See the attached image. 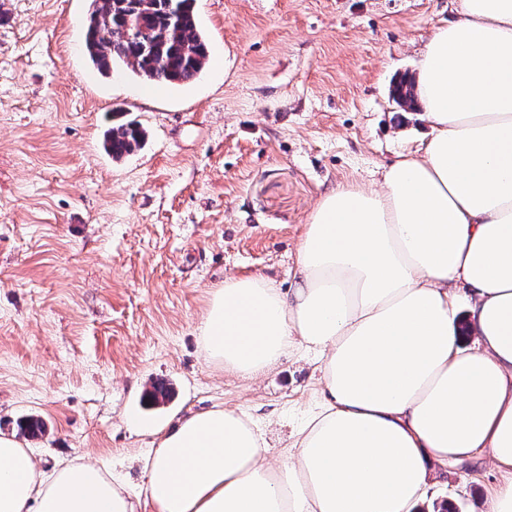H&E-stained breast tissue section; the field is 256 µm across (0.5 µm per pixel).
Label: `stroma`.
Returning <instances> with one entry per match:
<instances>
[{
	"label": "stroma",
	"instance_id": "stroma-1",
	"mask_svg": "<svg viewBox=\"0 0 512 512\" xmlns=\"http://www.w3.org/2000/svg\"><path fill=\"white\" fill-rule=\"evenodd\" d=\"M211 60L183 87L100 77L87 0H0V434L33 415L36 464H111L136 494L158 429L216 405L255 417L269 459L316 404L292 355L225 374L197 336L230 276L289 288L295 248L327 190L377 186L430 132L389 93L416 73L455 0H196ZM145 129L112 159L113 121ZM170 394L150 402L154 385ZM500 474L448 466L418 512H485Z\"/></svg>",
	"mask_w": 512,
	"mask_h": 512
}]
</instances>
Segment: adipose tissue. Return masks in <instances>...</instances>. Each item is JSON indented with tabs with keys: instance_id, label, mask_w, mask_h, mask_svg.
I'll use <instances>...</instances> for the list:
<instances>
[{
	"instance_id": "1",
	"label": "adipose tissue",
	"mask_w": 512,
	"mask_h": 512,
	"mask_svg": "<svg viewBox=\"0 0 512 512\" xmlns=\"http://www.w3.org/2000/svg\"><path fill=\"white\" fill-rule=\"evenodd\" d=\"M416 91L430 139L378 187L323 193L289 290L228 277L199 328L210 361L252 377L291 353L321 374L287 459L249 414L213 407L143 458L155 512H416L434 464L485 457L486 512H512V0H458ZM475 333L461 351L458 309ZM0 512H136L112 474L36 468L0 436Z\"/></svg>"
}]
</instances>
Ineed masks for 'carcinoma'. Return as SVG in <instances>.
<instances>
[{"mask_svg": "<svg viewBox=\"0 0 512 512\" xmlns=\"http://www.w3.org/2000/svg\"><path fill=\"white\" fill-rule=\"evenodd\" d=\"M85 56L101 76L110 78L117 70H128L157 88L194 82L210 60V46L201 32L195 0H138L141 25L151 34L148 44L131 38L127 31L125 0H88ZM142 127L128 122L112 127L106 147L120 159L140 147Z\"/></svg>", "mask_w": 512, "mask_h": 512, "instance_id": "1", "label": "carcinoma"}]
</instances>
